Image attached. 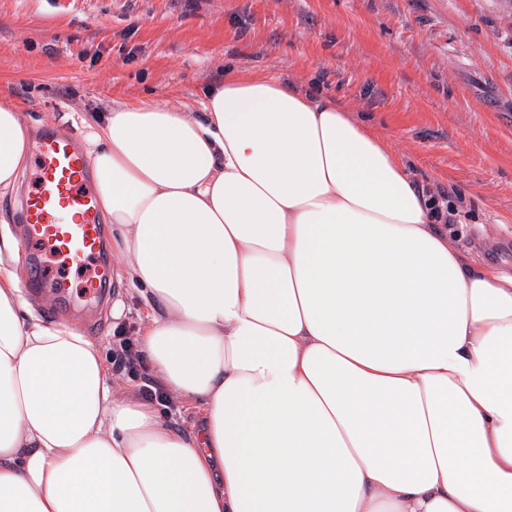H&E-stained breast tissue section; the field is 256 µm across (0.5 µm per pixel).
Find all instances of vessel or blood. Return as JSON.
<instances>
[{
    "mask_svg": "<svg viewBox=\"0 0 512 512\" xmlns=\"http://www.w3.org/2000/svg\"><path fill=\"white\" fill-rule=\"evenodd\" d=\"M35 175L20 200L21 244L30 262L41 266L55 256L62 265L101 269L104 227L99 221L90 161L73 138L54 127L38 130L33 143Z\"/></svg>",
    "mask_w": 512,
    "mask_h": 512,
    "instance_id": "obj_1",
    "label": "vessel or blood"
}]
</instances>
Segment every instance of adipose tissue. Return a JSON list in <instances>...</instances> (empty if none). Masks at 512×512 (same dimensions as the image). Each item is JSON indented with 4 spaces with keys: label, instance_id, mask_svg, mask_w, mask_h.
Returning <instances> with one entry per match:
<instances>
[{
    "label": "adipose tissue",
    "instance_id": "1",
    "mask_svg": "<svg viewBox=\"0 0 512 512\" xmlns=\"http://www.w3.org/2000/svg\"><path fill=\"white\" fill-rule=\"evenodd\" d=\"M99 211L190 435L41 317L0 234V512H512V276L334 101L230 77L89 126ZM29 153L0 106V195Z\"/></svg>",
    "mask_w": 512,
    "mask_h": 512
}]
</instances>
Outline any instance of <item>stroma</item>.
Masks as SVG:
<instances>
[{
  "label": "stroma",
  "instance_id": "35a3bbf8",
  "mask_svg": "<svg viewBox=\"0 0 512 512\" xmlns=\"http://www.w3.org/2000/svg\"><path fill=\"white\" fill-rule=\"evenodd\" d=\"M329 96L458 214L470 255L512 273V0H0V104L83 140L94 115L189 112L228 72ZM92 339L142 308L111 280Z\"/></svg>",
  "mask_w": 512,
  "mask_h": 512
}]
</instances>
